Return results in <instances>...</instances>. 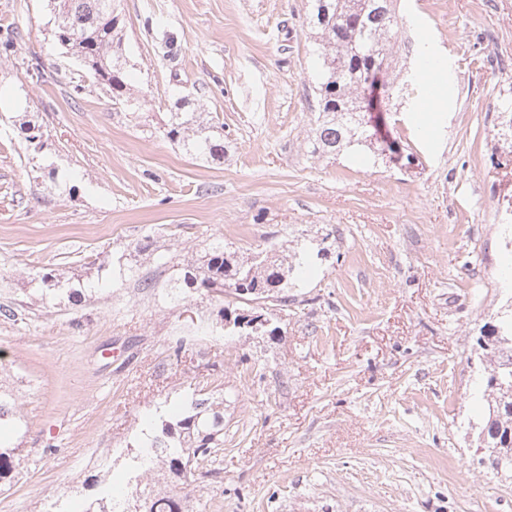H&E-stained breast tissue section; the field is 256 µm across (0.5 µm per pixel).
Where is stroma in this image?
Returning <instances> with one entry per match:
<instances>
[{
	"mask_svg": "<svg viewBox=\"0 0 512 512\" xmlns=\"http://www.w3.org/2000/svg\"><path fill=\"white\" fill-rule=\"evenodd\" d=\"M112 6L132 107L56 45L46 0H0V383L29 425L0 512L78 510L104 467L122 484L147 420L194 388L224 402V452L220 479L181 489L187 512H512L473 353L512 298V0H400L452 73L431 111L388 104L410 168L312 154L307 0ZM183 94L223 123V160L165 137ZM214 238L308 251L268 329L200 336L219 297L167 298L171 266ZM42 273L109 286L45 306Z\"/></svg>",
	"mask_w": 512,
	"mask_h": 512,
	"instance_id": "obj_1",
	"label": "stroma"
}]
</instances>
